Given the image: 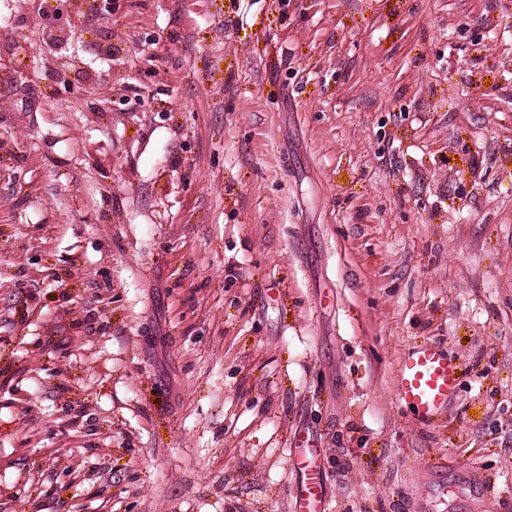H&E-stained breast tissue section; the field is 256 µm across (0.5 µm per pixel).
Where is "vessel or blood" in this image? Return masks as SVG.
<instances>
[{
  "label": "vessel or blood",
  "instance_id": "obj_1",
  "mask_svg": "<svg viewBox=\"0 0 512 512\" xmlns=\"http://www.w3.org/2000/svg\"><path fill=\"white\" fill-rule=\"evenodd\" d=\"M457 385V366L441 345L428 342L403 353L395 391L402 403L413 408L420 423H431L445 411ZM296 456L304 484L295 500V512H321L317 451L302 446L297 448Z\"/></svg>",
  "mask_w": 512,
  "mask_h": 512
}]
</instances>
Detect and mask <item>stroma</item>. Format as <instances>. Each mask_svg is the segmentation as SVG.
<instances>
[{
	"label": "stroma",
	"mask_w": 512,
	"mask_h": 512,
	"mask_svg": "<svg viewBox=\"0 0 512 512\" xmlns=\"http://www.w3.org/2000/svg\"><path fill=\"white\" fill-rule=\"evenodd\" d=\"M1 10L0 512H512V0ZM77 32L72 28L71 24L62 21L55 26V29L46 31V38H43L44 50L58 52L59 49L64 48L71 41L72 37H76ZM33 52L31 49H24L15 54L14 50L0 53V76H11L17 81L22 77H28L30 67L33 64ZM457 385V365L441 345L428 342L403 353L395 391L402 403L413 408L420 423L429 424L445 411ZM296 449L297 466L304 476V484L295 500V512L321 511V473L317 462L316 448L300 446Z\"/></svg>",
	"instance_id": "35a3bbf8"
}]
</instances>
